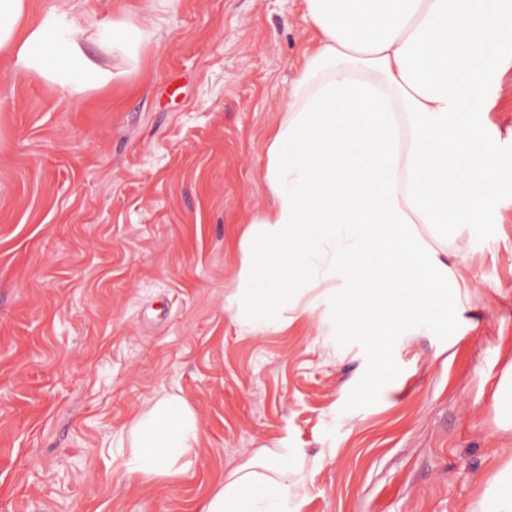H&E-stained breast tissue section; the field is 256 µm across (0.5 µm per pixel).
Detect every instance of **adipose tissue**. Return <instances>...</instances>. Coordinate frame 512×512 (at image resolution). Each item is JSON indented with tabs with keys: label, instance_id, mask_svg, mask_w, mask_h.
<instances>
[{
	"label": "adipose tissue",
	"instance_id": "adipose-tissue-1",
	"mask_svg": "<svg viewBox=\"0 0 512 512\" xmlns=\"http://www.w3.org/2000/svg\"><path fill=\"white\" fill-rule=\"evenodd\" d=\"M317 34L296 65L266 142L271 206L241 240V327L279 329L310 285L334 320L375 345L404 324L448 321V265L425 225L481 224L512 181L482 117L512 69V0H302ZM160 0L101 15L83 0L33 16L0 0V53L17 75L84 97L122 78L86 52L136 59L155 36ZM128 474L174 481L201 440L182 397L158 399L129 425ZM288 446L260 447L207 495L202 512H298Z\"/></svg>",
	"mask_w": 512,
	"mask_h": 512
}]
</instances>
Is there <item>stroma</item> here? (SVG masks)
Instances as JSON below:
<instances>
[{"instance_id":"1","label":"stroma","mask_w":512,"mask_h":512,"mask_svg":"<svg viewBox=\"0 0 512 512\" xmlns=\"http://www.w3.org/2000/svg\"><path fill=\"white\" fill-rule=\"evenodd\" d=\"M119 82L81 102L0 57V512H200L258 447L302 457L301 512H476L512 462V183L467 254L448 324L381 346L322 287L279 330L225 309L266 208L265 141L316 38L301 0H168ZM485 124L512 152V73ZM390 368L376 392L365 379ZM166 395L203 439L173 483L129 477L128 428Z\"/></svg>"}]
</instances>
